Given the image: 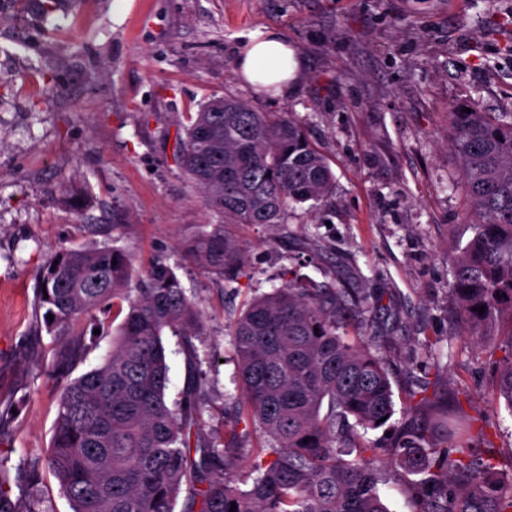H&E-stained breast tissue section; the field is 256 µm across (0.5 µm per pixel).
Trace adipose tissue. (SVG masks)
Returning <instances> with one entry per match:
<instances>
[{
	"instance_id": "adipose-tissue-1",
	"label": "adipose tissue",
	"mask_w": 512,
	"mask_h": 512,
	"mask_svg": "<svg viewBox=\"0 0 512 512\" xmlns=\"http://www.w3.org/2000/svg\"><path fill=\"white\" fill-rule=\"evenodd\" d=\"M238 69L255 89L270 86L278 94L287 92L290 83L298 78L296 53L275 31L249 35Z\"/></svg>"
}]
</instances>
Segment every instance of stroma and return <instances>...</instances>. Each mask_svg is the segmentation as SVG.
<instances>
[{"label": "stroma", "mask_w": 512, "mask_h": 512, "mask_svg": "<svg viewBox=\"0 0 512 512\" xmlns=\"http://www.w3.org/2000/svg\"><path fill=\"white\" fill-rule=\"evenodd\" d=\"M277 30L300 77L283 98L240 79L246 36ZM236 97L307 130L336 179L317 208L286 223L228 224L242 245L237 279L190 261L187 241L220 222L173 147L187 113ZM461 100L512 112V0H59L41 16L0 0V457L47 461L60 383V337L35 301L55 253L103 242L135 271L165 257L204 314L196 337L205 433L222 438L237 393L231 320L280 275L350 281L373 353L390 370L395 414L375 442L427 423L422 399L480 435L474 453L512 477V411L496 367L512 355V316L473 344L456 312L452 254L467 238L448 113ZM421 475L397 468L379 493L416 512Z\"/></svg>", "instance_id": "35a3bbf8"}]
</instances>
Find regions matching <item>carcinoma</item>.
I'll use <instances>...</instances> for the list:
<instances>
[{
  "mask_svg": "<svg viewBox=\"0 0 512 512\" xmlns=\"http://www.w3.org/2000/svg\"><path fill=\"white\" fill-rule=\"evenodd\" d=\"M188 122L176 157L224 224L193 237L187 253L232 281L244 249L224 238V225L284 224L292 205L330 197L335 178L302 126L281 112H256L224 96ZM448 130L475 216L454 257L453 290L460 316L482 330L503 308L512 311V112L460 102ZM37 278V305L53 315L48 330L73 337L55 353L52 373L62 389L49 453L72 512H175L188 482L200 485V500L183 512H229L233 504L235 512H388L378 484L397 467L425 474L417 512H512V483H502L491 459L461 446V457L448 456L449 439L473 434L468 426L448 430L438 395L427 400L428 425L409 429L400 446L378 448L366 438L393 417L395 401L383 359L356 326L352 288L290 278L234 318L239 395L219 442L203 433L205 378L192 343L201 315L164 259L136 279L130 256L103 243L58 252ZM112 305L125 313L116 329L96 320L112 351L70 378L84 351L77 327ZM168 334L180 337L185 355L174 400ZM497 389L512 411V355L498 366ZM241 422L259 425L265 444L242 446ZM240 458L254 474L247 490L229 475ZM16 471L28 490L24 508L15 510L0 491V512H46L38 462Z\"/></svg>",
  "mask_w": 512,
  "mask_h": 512,
  "instance_id": "obj_1",
  "label": "carcinoma"
}]
</instances>
